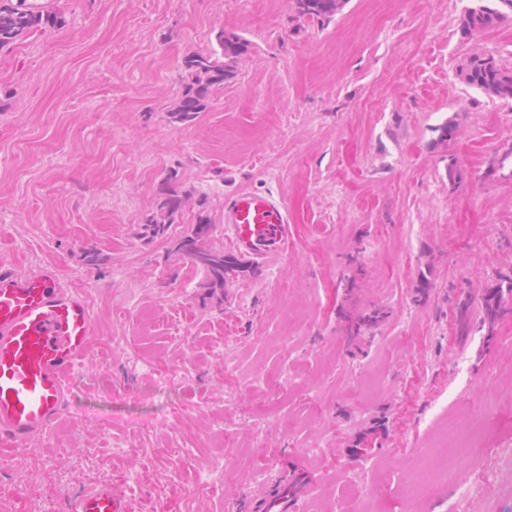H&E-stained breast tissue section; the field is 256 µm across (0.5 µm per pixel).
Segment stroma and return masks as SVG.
<instances>
[{"mask_svg": "<svg viewBox=\"0 0 512 512\" xmlns=\"http://www.w3.org/2000/svg\"><path fill=\"white\" fill-rule=\"evenodd\" d=\"M468 4L346 0L323 23L295 0H53L59 26L0 51V264L55 270L95 328L69 412L30 447L0 445V512H68L95 483L128 512H254L285 478L304 483L298 512H448L444 483L412 507L409 454L487 396L497 481L464 512H512L496 455L512 448V307L489 338L458 335L455 313L512 271V177L485 176L512 149V99L459 77L473 54L512 69V23L464 38ZM219 30L251 47L174 122L183 60ZM171 171L173 234L204 215L232 249L225 194L271 192L287 246L207 295L190 260L139 236ZM374 307L385 320L350 336Z\"/></svg>", "mask_w": 512, "mask_h": 512, "instance_id": "35a3bbf8", "label": "stroma"}]
</instances>
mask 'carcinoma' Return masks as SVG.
Returning <instances> with one entry per match:
<instances>
[{
  "instance_id": "carcinoma-1",
  "label": "carcinoma",
  "mask_w": 512,
  "mask_h": 512,
  "mask_svg": "<svg viewBox=\"0 0 512 512\" xmlns=\"http://www.w3.org/2000/svg\"><path fill=\"white\" fill-rule=\"evenodd\" d=\"M345 0H296L298 14L311 20H331L338 14ZM512 20V0H475L465 12L463 35L471 37L485 29ZM60 17L51 0H0V50L13 46L27 34L54 28ZM218 50L198 52L184 58L183 65L191 75L171 112L177 122L194 120L205 108L215 88L224 84L231 73L236 58L248 52L250 42L238 35L219 30L215 34ZM467 85L485 93L512 99V71L503 67L491 56H471L460 71ZM176 173H168L162 187L161 214L142 224L141 233L146 238L161 239L168 235L170 224L166 218L181 207L182 199L174 188ZM211 225L202 220L191 234L172 241L175 251L185 255L197 268L204 271L203 287L212 291L224 289V278L249 266L248 257L238 252H226L222 247L209 243ZM512 300V274H500L494 287L488 288L477 299L462 295L456 304L459 332L466 336L473 329L492 336L503 313L505 300ZM477 305L478 316L470 321L469 311Z\"/></svg>"
}]
</instances>
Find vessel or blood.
<instances>
[{
	"label": "vessel or blood",
	"mask_w": 512,
	"mask_h": 512,
	"mask_svg": "<svg viewBox=\"0 0 512 512\" xmlns=\"http://www.w3.org/2000/svg\"><path fill=\"white\" fill-rule=\"evenodd\" d=\"M291 218L276 195L238 191L224 198V224L240 252L258 259L280 249ZM94 334L88 303L57 274L0 267V444L30 445L45 435L76 398L73 375ZM280 487L257 512H293ZM69 512H127L120 496L97 484L74 498Z\"/></svg>",
	"instance_id": "vessel-or-blood-1"
}]
</instances>
